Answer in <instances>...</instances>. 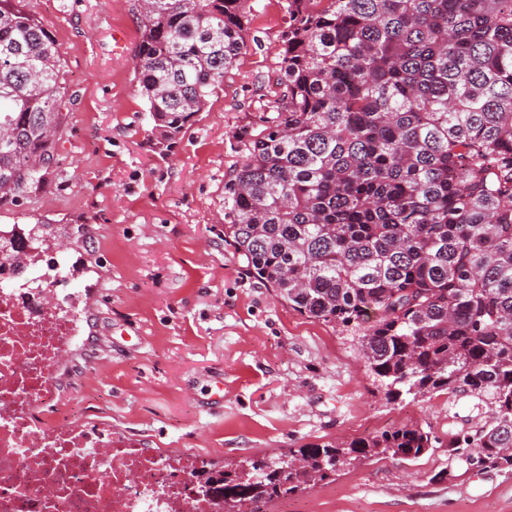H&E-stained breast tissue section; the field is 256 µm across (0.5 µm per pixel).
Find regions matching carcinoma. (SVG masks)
Returning a JSON list of instances; mask_svg holds the SVG:
<instances>
[{
  "mask_svg": "<svg viewBox=\"0 0 512 512\" xmlns=\"http://www.w3.org/2000/svg\"><path fill=\"white\" fill-rule=\"evenodd\" d=\"M138 92L169 151L246 47L247 0H149ZM285 92L239 140L224 237L293 310L349 333L389 401L468 393L457 466L512 468V0H285ZM61 45L0 0V182L46 184L72 99ZM402 425L198 475L262 512L356 461L416 459Z\"/></svg>",
  "mask_w": 512,
  "mask_h": 512,
  "instance_id": "cac0c4a2",
  "label": "carcinoma"
}]
</instances>
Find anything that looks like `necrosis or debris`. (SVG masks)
<instances>
[{"instance_id":"obj_1","label":"necrosis or debris","mask_w":512,"mask_h":512,"mask_svg":"<svg viewBox=\"0 0 512 512\" xmlns=\"http://www.w3.org/2000/svg\"><path fill=\"white\" fill-rule=\"evenodd\" d=\"M70 268L30 225H0V512H221L196 478L206 458L47 416L76 332Z\"/></svg>"}]
</instances>
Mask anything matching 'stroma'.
Instances as JSON below:
<instances>
[{"label": "stroma", "mask_w": 512, "mask_h": 512, "mask_svg": "<svg viewBox=\"0 0 512 512\" xmlns=\"http://www.w3.org/2000/svg\"><path fill=\"white\" fill-rule=\"evenodd\" d=\"M21 6L61 45L74 96L48 186L0 203V225L69 231L83 328L57 382L75 423L219 463L400 424L444 438L485 423L466 394L387 402L339 328L291 309L224 241L238 140L283 95L284 0H248L246 50L166 156L137 91V0ZM268 512H512V469L466 472L433 448L356 464Z\"/></svg>", "instance_id": "35a3bbf8"}]
</instances>
